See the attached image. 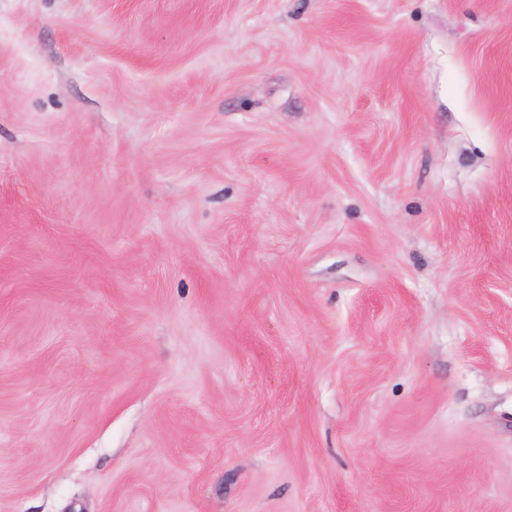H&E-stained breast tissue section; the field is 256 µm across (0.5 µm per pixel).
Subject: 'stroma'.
Listing matches in <instances>:
<instances>
[{
  "label": "stroma",
  "mask_w": 512,
  "mask_h": 512,
  "mask_svg": "<svg viewBox=\"0 0 512 512\" xmlns=\"http://www.w3.org/2000/svg\"><path fill=\"white\" fill-rule=\"evenodd\" d=\"M0 512H512V0H0Z\"/></svg>",
  "instance_id": "stroma-1"
}]
</instances>
